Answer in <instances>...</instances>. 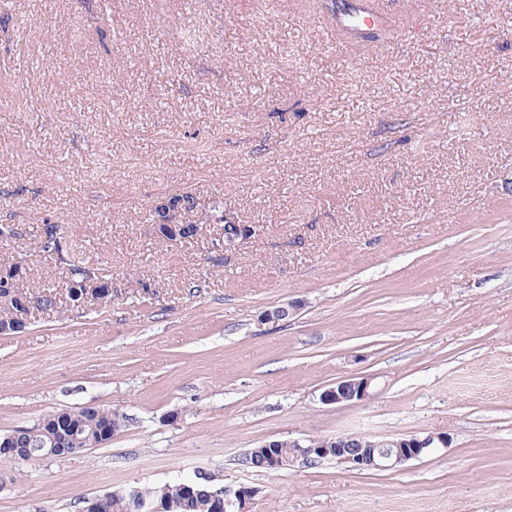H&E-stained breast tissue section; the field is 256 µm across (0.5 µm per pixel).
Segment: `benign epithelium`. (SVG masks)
Here are the masks:
<instances>
[{
    "instance_id": "obj_1",
    "label": "benign epithelium",
    "mask_w": 512,
    "mask_h": 512,
    "mask_svg": "<svg viewBox=\"0 0 512 512\" xmlns=\"http://www.w3.org/2000/svg\"><path fill=\"white\" fill-rule=\"evenodd\" d=\"M162 213L153 224L156 237L169 243L183 241L184 229L188 222L183 220L185 210L181 204L172 199L164 200L156 205ZM241 242L235 237L217 235L210 241L209 250L217 255L239 248ZM23 264L16 262L0 269V289L3 288L12 295L13 303L21 308L10 321L0 325V334L11 336L26 329L29 315L25 310L34 304L32 294L25 295L17 288L18 279L22 277ZM91 285L96 288V301L99 305L107 304L112 298V283L105 285L87 277L82 286ZM371 379L364 376H351L336 381L321 394L322 402L326 404H355L369 396ZM292 454L288 457L270 455L264 460V465L270 469L279 470L293 466L297 462L313 463L327 455L329 449H334L335 459L353 471L389 470L408 461L420 459L437 448L448 447V437L441 434L409 435L396 439H372L360 437L353 443L349 435L330 436L323 442L321 448H311L295 440L288 444ZM213 512H225L229 508L235 512H246L247 504L253 496V491L246 487L231 489L225 486L215 487L210 492Z\"/></svg>"
}]
</instances>
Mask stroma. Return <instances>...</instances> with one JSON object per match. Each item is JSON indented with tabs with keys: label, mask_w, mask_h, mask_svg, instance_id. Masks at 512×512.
<instances>
[{
	"label": "stroma",
	"mask_w": 512,
	"mask_h": 512,
	"mask_svg": "<svg viewBox=\"0 0 512 512\" xmlns=\"http://www.w3.org/2000/svg\"><path fill=\"white\" fill-rule=\"evenodd\" d=\"M328 2L0 0V224L20 230L0 267L63 283L51 222L112 273L107 305L0 335V434L130 419L0 462V512L198 474L253 487L248 512H512V0H396L418 29L342 55ZM184 192L256 234L218 260L219 225L156 238L147 211ZM349 376L365 401L321 402ZM342 433L448 445L392 470L241 463ZM45 421L46 423L43 425ZM40 422L43 426L35 427ZM126 422V415L118 410H112V408L88 407L74 412H53L43 416L33 425L18 426L7 433L15 435L16 439L27 446L26 448H30L24 456L13 458L12 455H6L15 454L17 448L12 447L11 438L5 437L1 440L0 437V453L3 454L0 456V460L36 464L50 458L44 454L49 448H60L57 456L75 454L79 452L76 448H84V445L90 446L86 448H93L103 444L102 441L107 443L111 440L112 435L102 436L107 424L119 425V427L112 426V433L115 435L116 430L118 428L121 430ZM44 429L47 430V433H41ZM98 430H101V441L97 438ZM75 438H78L80 443L76 442ZM93 443L96 444L92 445ZM39 448H44V450L40 451Z\"/></svg>",
	"instance_id": "1"
}]
</instances>
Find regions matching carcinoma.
Segmentation results:
<instances>
[{"label": "carcinoma", "mask_w": 512, "mask_h": 512, "mask_svg": "<svg viewBox=\"0 0 512 512\" xmlns=\"http://www.w3.org/2000/svg\"><path fill=\"white\" fill-rule=\"evenodd\" d=\"M175 202L185 204V210L197 211V222L208 224L212 221H224V197L214 196L202 208H197L193 196L176 195ZM40 248L52 256L59 264L66 267V278L80 283L89 274V268L76 255L72 245L68 243L63 226L60 224L45 223L40 236ZM27 289L37 292L36 303L39 312L51 314L64 305L73 308L82 306L83 289L64 288L58 293L53 283H29ZM43 426L37 428L33 425L18 426L11 430V434L29 448V452L18 457V460L28 464H36L47 459L44 451L49 448L58 449V455L77 453V449L94 443L100 445L109 441L112 436L97 438L98 431L106 430L108 425L124 427L127 417L118 410L100 407H88L78 411H58L47 414L40 419ZM211 490L210 481L203 476L195 477V494H184L180 484H165L154 489H140L138 498L130 497L126 491L111 492L102 497L99 512H139L138 500L144 499L154 504L163 505L174 501L179 504L177 512H212L209 501Z\"/></svg>", "instance_id": "obj_1"}]
</instances>
